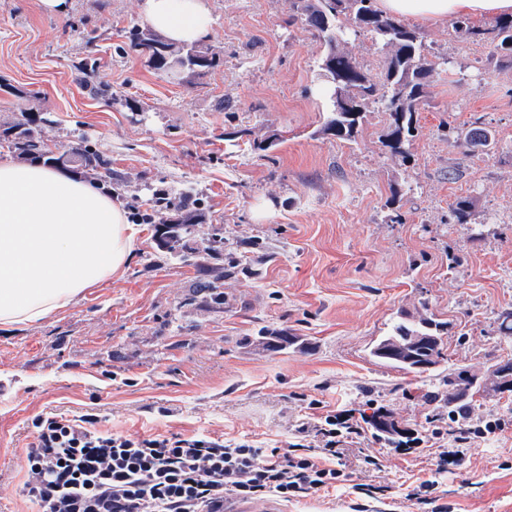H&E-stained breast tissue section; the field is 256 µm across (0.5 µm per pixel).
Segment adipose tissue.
I'll list each match as a JSON object with an SVG mask.
<instances>
[{
	"instance_id": "adipose-tissue-1",
	"label": "adipose tissue",
	"mask_w": 512,
	"mask_h": 512,
	"mask_svg": "<svg viewBox=\"0 0 512 512\" xmlns=\"http://www.w3.org/2000/svg\"><path fill=\"white\" fill-rule=\"evenodd\" d=\"M396 17L438 23L512 14V0H376ZM141 13L167 41L201 39L207 0H141ZM136 236L119 204L84 181L38 165L0 162V326L56 313L85 289L118 275Z\"/></svg>"
}]
</instances>
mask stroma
Returning <instances> with one entry per match:
<instances>
[{"label": "stroma", "instance_id": "35a3bbf8", "mask_svg": "<svg viewBox=\"0 0 512 512\" xmlns=\"http://www.w3.org/2000/svg\"><path fill=\"white\" fill-rule=\"evenodd\" d=\"M140 0H0V123L21 109L48 112L44 136L86 138L112 161V199L153 210L156 190L193 185L207 239L216 225L240 266L223 308L189 303L193 266L154 262V225H137L124 271L50 318L0 327V512H41L24 489L25 450L37 417L95 415L111 434L220 436L283 448L331 410L378 405L414 429L412 455L363 433L344 458L346 481L305 498L269 496L278 512H512V394L477 407L506 432L475 441L462 466L438 471L436 434L456 432L447 409L425 401L436 373L406 374L370 349L401 313L428 310L448 324V364L484 371L512 359L494 320L512 309V63L493 44L421 26L443 69L408 162L380 142L382 112L355 143L319 135L327 112L317 32L287 26L292 0H208L207 44L222 64L176 80L117 47L143 24ZM97 71L83 74L85 57ZM107 85L104 97L87 85ZM484 122L492 144L473 150L439 126ZM275 131L269 156L229 133ZM399 192L404 223L387 221ZM473 201L467 223L450 205ZM311 343L268 352L260 327ZM380 470H368L365 457Z\"/></svg>", "mask_w": 512, "mask_h": 512}]
</instances>
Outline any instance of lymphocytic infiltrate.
<instances>
[{
	"instance_id": "obj_1",
	"label": "lymphocytic infiltrate",
	"mask_w": 512,
	"mask_h": 512,
	"mask_svg": "<svg viewBox=\"0 0 512 512\" xmlns=\"http://www.w3.org/2000/svg\"><path fill=\"white\" fill-rule=\"evenodd\" d=\"M35 427L25 486L44 512H224L231 497H307L335 486L336 458L362 434L358 421L325 415L300 429L317 439L310 456L220 436L108 435L89 415L40 417Z\"/></svg>"
}]
</instances>
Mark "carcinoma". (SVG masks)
<instances>
[{
    "label": "carcinoma",
    "instance_id": "obj_1",
    "mask_svg": "<svg viewBox=\"0 0 512 512\" xmlns=\"http://www.w3.org/2000/svg\"><path fill=\"white\" fill-rule=\"evenodd\" d=\"M301 24L315 30L324 41L320 58L322 77L330 84L329 113L320 127V133L340 141L356 140L359 127L373 104L384 103L385 129L382 144L393 157L408 158V147L418 134V105L429 97L436 64L424 53L419 32L404 21L382 14L375 0H294V13L288 18V26ZM455 32L473 41H491L506 56L512 57V17L497 19L488 27L476 26L467 18L453 22ZM363 32L382 43L390 54L385 60L380 77L375 78L353 60L341 43L349 32ZM127 46L146 59L151 67L165 70L168 60L179 57L186 62L184 73L200 79L221 64L220 53L210 46L195 42L176 45L167 42L149 26L134 25L126 35ZM53 120L40 115L25 117L13 123L0 124V146L7 148L24 162L39 163L50 168H72L76 173L93 175L104 182H112V162L86 140L74 145H58L45 139L42 127ZM456 138L475 149L487 147L492 141L491 132L483 127H470L456 132ZM163 204L166 218L160 224L158 247L171 258L190 263L195 268L192 300L200 299L213 307L224 306V279L228 270L217 267L208 259L227 252L228 264L236 266L239 260L233 249L226 248L224 228L216 227L205 242L197 244L192 238L193 227L202 217L201 200L187 190L177 200L155 199ZM471 201L460 198L450 206L451 219L455 224H465L470 216ZM448 327L442 322L420 314L407 315L395 322L381 343L403 350L396 358L377 357L383 364L406 374L422 375L415 368L411 355H424L420 341H434L438 350L433 364L444 361L443 336ZM250 343L270 352L290 347L302 351L308 349L305 339L280 330L261 328ZM465 367H456L438 378V384L425 397L431 402H441L448 414L458 423H467L474 414L476 398H463L458 388L467 384L461 374ZM388 415L384 409H376L365 417L372 436L390 444H396V435L383 430L379 420Z\"/></svg>",
    "mask_w": 512,
    "mask_h": 512
}]
</instances>
